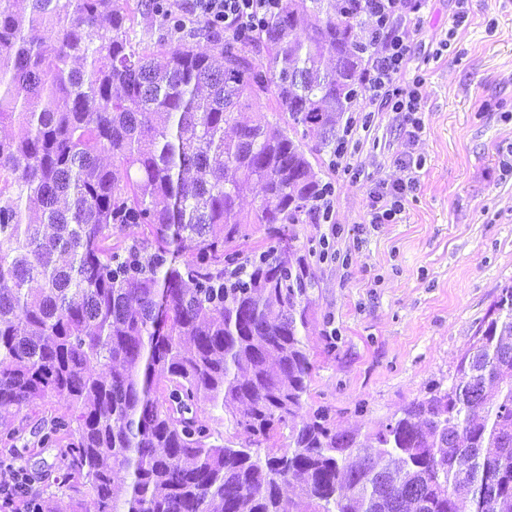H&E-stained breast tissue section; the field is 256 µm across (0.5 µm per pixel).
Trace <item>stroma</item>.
Instances as JSON below:
<instances>
[{
	"mask_svg": "<svg viewBox=\"0 0 512 512\" xmlns=\"http://www.w3.org/2000/svg\"><path fill=\"white\" fill-rule=\"evenodd\" d=\"M426 0L410 55L424 70L422 130L408 143L397 113L379 102L344 113L347 160L337 172L322 151L314 165L333 183L330 222L297 225L298 246L319 247L309 344L314 364L305 412L325 410L337 430L371 432L425 394L449 385L501 289L512 284V0ZM419 159V185L402 223H366L375 181L403 178ZM20 467L46 512H70L47 483L57 448L22 454Z\"/></svg>",
	"mask_w": 512,
	"mask_h": 512,
	"instance_id": "1",
	"label": "stroma"
}]
</instances>
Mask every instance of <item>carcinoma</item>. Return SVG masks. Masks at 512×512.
Listing matches in <instances>:
<instances>
[{
	"mask_svg": "<svg viewBox=\"0 0 512 512\" xmlns=\"http://www.w3.org/2000/svg\"><path fill=\"white\" fill-rule=\"evenodd\" d=\"M279 3L226 41L164 0H0V127L18 128L0 137V435L21 440L12 410L65 401L37 445L59 447L72 512L88 493L96 512H512V285L450 385L367 442L302 415L317 279L295 226L330 185L302 140L240 115L266 102L336 145L373 36L362 0ZM130 225L143 238L112 246Z\"/></svg>",
	"mask_w": 512,
	"mask_h": 512,
	"instance_id": "obj_1",
	"label": "carcinoma"
}]
</instances>
